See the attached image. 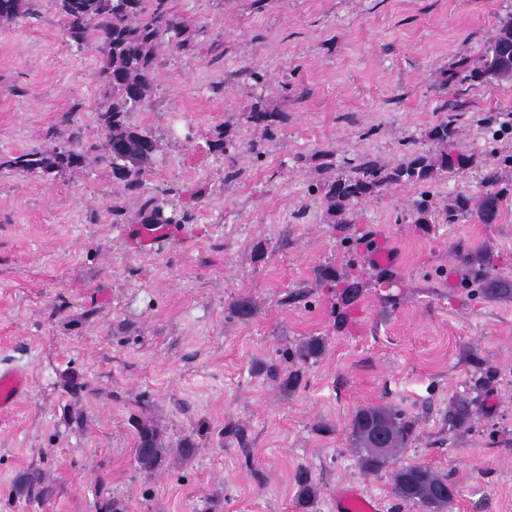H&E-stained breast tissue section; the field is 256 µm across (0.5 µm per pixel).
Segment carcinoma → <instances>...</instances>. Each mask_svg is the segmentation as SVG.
Instances as JSON below:
<instances>
[{"mask_svg":"<svg viewBox=\"0 0 512 512\" xmlns=\"http://www.w3.org/2000/svg\"><path fill=\"white\" fill-rule=\"evenodd\" d=\"M38 0H0V22L12 23L36 16ZM63 18L64 30L77 49L86 46L91 36L99 40L102 54L100 76L112 95L100 109L105 137L101 160L112 168L113 177L125 182L129 189L141 186L140 177L152 164L160 149V139L147 129L128 122V113L146 105L154 81L157 49L167 45L177 50L185 48L181 40L184 23L171 13L167 0H55ZM512 78V12L498 18L496 34L481 50V65L474 66L467 55H459L441 72L440 87L446 92L476 82ZM457 104L448 99L443 103L446 114L430 129L428 137L439 145L434 156L420 153L414 144L404 145L402 158L387 166L366 154L345 161L341 178L316 186L325 213L335 224H354L355 206L372 197L381 189L401 183L419 188L412 200L414 223L432 224L440 214L448 224L475 217L483 224H493L499 216L501 199L508 188L501 186L503 171L512 168V154L503 156L487 167L485 185L488 190L475 198L458 194L448 206H439L429 184L440 171L462 173L475 162L472 154L456 147L457 127L453 111ZM248 118L260 130V137L251 140L249 150L259 157L262 142L274 137L278 128L288 120L285 112H271L261 104L253 105ZM66 122L73 126L69 145L60 147L52 142L39 150L7 156L0 167L30 175L47 176L59 169L82 167L88 147L82 128L77 125L75 113H66ZM166 199L158 193L142 204L141 223L154 226L186 224L190 212H165ZM473 287L486 297H506L509 290L479 274L473 275ZM323 353L317 338L300 344L293 352L295 362L307 364ZM471 417L469 403L457 399L448 410V422L461 426ZM136 462L147 474L157 471L167 456L159 426L146 419L137 423ZM414 432V422L407 414L387 405H368L354 413L350 434L357 449L361 468L377 472L403 452ZM393 492L397 498L421 507L425 512H441L454 499V487L448 478L419 463L405 464L392 474ZM294 482L297 503L307 508L318 495V488L308 471L298 469ZM20 487L28 498L44 496L45 479L39 472L28 473L20 479Z\"/></svg>","mask_w":512,"mask_h":512,"instance_id":"cac0c4a2","label":"carcinoma"}]
</instances>
